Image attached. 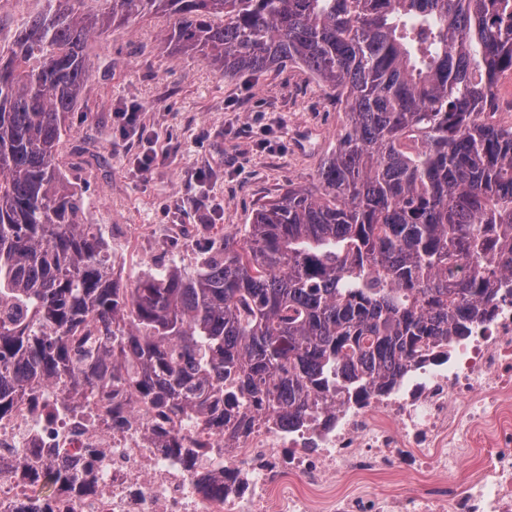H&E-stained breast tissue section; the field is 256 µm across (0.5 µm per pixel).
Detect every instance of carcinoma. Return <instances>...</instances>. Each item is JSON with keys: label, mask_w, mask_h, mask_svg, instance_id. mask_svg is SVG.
I'll list each match as a JSON object with an SVG mask.
<instances>
[{"label": "carcinoma", "mask_w": 512, "mask_h": 512, "mask_svg": "<svg viewBox=\"0 0 512 512\" xmlns=\"http://www.w3.org/2000/svg\"><path fill=\"white\" fill-rule=\"evenodd\" d=\"M0 46V416L57 380L208 425L292 424L392 386L484 320L512 271V0H46ZM163 17L224 77L296 65L346 123L315 189L126 288L57 156L91 35Z\"/></svg>", "instance_id": "carcinoma-1"}]
</instances>
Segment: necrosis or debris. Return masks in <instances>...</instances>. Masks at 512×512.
<instances>
[{
	"instance_id": "4bbe7bcc",
	"label": "necrosis or debris",
	"mask_w": 512,
	"mask_h": 512,
	"mask_svg": "<svg viewBox=\"0 0 512 512\" xmlns=\"http://www.w3.org/2000/svg\"><path fill=\"white\" fill-rule=\"evenodd\" d=\"M49 472L69 484L43 492ZM369 475L449 486L379 490ZM348 477L360 487L337 493ZM0 512H512V281L392 388L337 395L298 427L262 411L230 438L124 390L73 400L42 386L0 417Z\"/></svg>"
}]
</instances>
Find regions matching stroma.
<instances>
[{
  "label": "stroma",
  "instance_id": "1",
  "mask_svg": "<svg viewBox=\"0 0 512 512\" xmlns=\"http://www.w3.org/2000/svg\"><path fill=\"white\" fill-rule=\"evenodd\" d=\"M164 29L145 18L89 39L92 77L58 157L123 285L156 268L193 271L205 247L241 237L260 204L317 185L345 120L305 69L227 79L203 55L172 51ZM130 104L138 129L124 132L117 112Z\"/></svg>",
  "mask_w": 512,
  "mask_h": 512
}]
</instances>
